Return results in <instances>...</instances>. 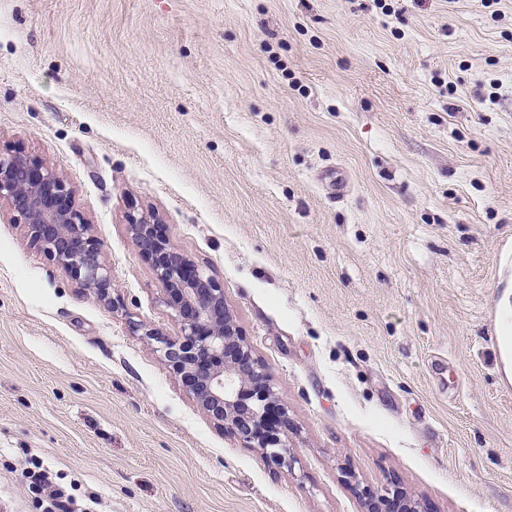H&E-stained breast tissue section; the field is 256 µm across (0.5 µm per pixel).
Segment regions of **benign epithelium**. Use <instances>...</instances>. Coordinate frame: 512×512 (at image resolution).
Wrapping results in <instances>:
<instances>
[{
  "mask_svg": "<svg viewBox=\"0 0 512 512\" xmlns=\"http://www.w3.org/2000/svg\"><path fill=\"white\" fill-rule=\"evenodd\" d=\"M26 224L30 245L49 253L80 285L113 305L112 273L101 260L99 240L75 206L72 192L52 169L24 155L0 157V202ZM133 245L163 284V302L181 323L175 339L162 341L165 362L201 411L280 465L288 448L271 409L276 393L270 375L228 315L224 288L192 266L156 220L128 215ZM365 512H427L400 491L367 492Z\"/></svg>",
  "mask_w": 512,
  "mask_h": 512,
  "instance_id": "obj_1",
  "label": "benign epithelium"
}]
</instances>
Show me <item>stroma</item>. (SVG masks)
<instances>
[{
  "instance_id": "35a3bbf8",
  "label": "stroma",
  "mask_w": 512,
  "mask_h": 512,
  "mask_svg": "<svg viewBox=\"0 0 512 512\" xmlns=\"http://www.w3.org/2000/svg\"><path fill=\"white\" fill-rule=\"evenodd\" d=\"M53 169L106 305L0 205V512H512V0H0V155ZM224 288L287 409L207 418L128 213ZM27 478L29 490L46 503L44 512H87L89 508H80L75 496L65 487L54 482L50 473L43 468L39 461H30ZM366 512H427L423 504L408 498L403 492H364ZM391 495V496H390Z\"/></svg>"
}]
</instances>
